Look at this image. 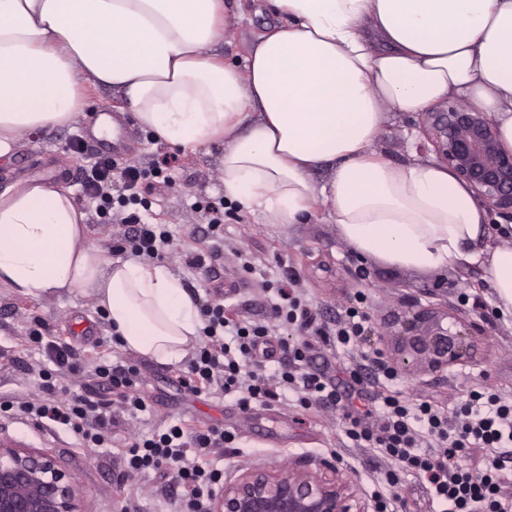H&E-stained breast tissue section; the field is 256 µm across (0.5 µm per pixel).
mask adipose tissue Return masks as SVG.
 Returning <instances> with one entry per match:
<instances>
[{"label": "adipose tissue", "instance_id": "1", "mask_svg": "<svg viewBox=\"0 0 512 512\" xmlns=\"http://www.w3.org/2000/svg\"><path fill=\"white\" fill-rule=\"evenodd\" d=\"M266 2L276 22L240 67L212 50L235 19L225 0H0V159L27 133L74 122L86 87L106 88L172 146H223L225 198L268 223L323 208L359 254L482 268L512 311V245L485 242L472 188L376 147L388 113L455 99L512 150V0ZM86 219L59 186L1 192L0 287L87 293L124 351L182 360L200 325L191 294L166 265L108 257Z\"/></svg>", "mask_w": 512, "mask_h": 512}]
</instances>
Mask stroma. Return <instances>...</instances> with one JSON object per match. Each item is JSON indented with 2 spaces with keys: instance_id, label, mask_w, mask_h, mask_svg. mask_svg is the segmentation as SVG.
Wrapping results in <instances>:
<instances>
[{
  "instance_id": "35a3bbf8",
  "label": "stroma",
  "mask_w": 512,
  "mask_h": 512,
  "mask_svg": "<svg viewBox=\"0 0 512 512\" xmlns=\"http://www.w3.org/2000/svg\"><path fill=\"white\" fill-rule=\"evenodd\" d=\"M231 8L240 18L214 50L226 62L240 66L248 45L270 26L271 18L257 13L256 0H233ZM100 112L120 114L121 102L109 90L89 89L84 94L83 114L76 121L24 137L10 159L0 160V191L25 178L38 179L44 169L61 174L82 169L87 160L71 151L70 145L84 129L93 127ZM419 121V115L412 113L388 114L377 142L387 159L403 161L416 148ZM128 124L122 163L145 172L136 201H127L123 180L117 174L112 177V206L106 210L87 199L80 181L66 184L74 202L87 214L90 239L104 252H111L120 238L122 218L133 212L145 222L166 225L173 244L164 262L191 294L207 289L218 292L224 305L241 319L271 324L272 352L263 360L270 372L284 366L286 347L304 340L303 335H287L273 325L270 305L275 290L269 281L281 267L295 269L313 313L324 321L342 313L355 294H363L362 308L370 321L363 342L347 348L318 343L313 349L314 364L348 392L339 405L310 409L302 408L292 391L273 404L254 402L246 409L234 395H198L180 382L186 361L160 363L116 349L109 323L90 296L78 291L21 296L1 287L0 397L40 395L27 367L40 360L41 354L28 344L27 336L31 330L42 329L68 344L82 364L104 356L114 364L136 365L140 380L134 391L146 396L151 406L120 421L116 428L119 437L135 441L181 419L200 425L220 423L233 437L228 447L213 456L225 476L258 463L275 468L288 461L325 459L351 474L368 496L391 462L377 449L355 447L344 434L347 414L376 411L381 406L376 383L351 386L350 371L368 363L380 349L379 334L393 314L417 300L448 306L480 323L476 357L442 375L396 374L390 390L407 402L429 401L447 412L466 400L470 391L483 386L512 399V314L497 309L494 293L477 267L461 270L451 264L414 269L359 256L340 237L332 219L320 211L302 224L267 223L260 212L244 211L225 199L218 171L221 147L186 152L158 141L136 119H129ZM155 160L167 163L163 178L147 173ZM217 204L224 207V253L213 261L210 273H190L184 253L193 242L203 241L207 210ZM245 256L251 258L253 269L243 267ZM0 431L54 456L70 470L82 488L87 512H120L112 498L113 482L120 471L119 449L78 448L71 434L40 429L18 417L0 418ZM126 490L133 512H175L155 473L129 478Z\"/></svg>"
}]
</instances>
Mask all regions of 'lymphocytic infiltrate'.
<instances>
[{
  "instance_id": "obj_1",
  "label": "lymphocytic infiltrate",
  "mask_w": 512,
  "mask_h": 512,
  "mask_svg": "<svg viewBox=\"0 0 512 512\" xmlns=\"http://www.w3.org/2000/svg\"><path fill=\"white\" fill-rule=\"evenodd\" d=\"M127 227L122 243L113 248L116 255L144 261L163 258L170 241L168 231L134 213L128 216ZM275 285L278 301L273 311L281 329L307 333V342L291 349L288 365L267 373L255 354L267 340L268 327L240 321L223 304L203 300L200 314L204 327L183 377L195 394L236 393L246 408L254 401H277L283 390L296 389L304 407L338 404L335 387L308 365L309 339L320 337L329 346L349 344L364 336L366 313L351 306L334 320L319 321L299 293L296 275L279 271ZM228 334L233 343L225 342ZM30 341L46 358L45 364L31 369L42 394L23 402L0 397L1 418L21 415L42 425L56 424L71 432L79 447L109 448L117 442L114 425L118 418L147 409L148 399L131 392L135 368L104 361L91 370L96 388L87 387L59 400V381L75 367L72 353L55 337L40 332L31 335ZM381 402L378 417L371 421L359 415L350 417L345 429L354 445L379 449L394 464L384 475L382 489L374 493L375 512H389L405 472L424 479L433 497L447 502L448 512H512V499L502 494L500 486L504 463L489 455L492 449L512 446V400L475 390L448 416L430 403L409 404L392 394L382 395ZM230 440L222 426L198 427L182 420L151 437L127 443L121 457L122 475L113 484V497L121 512H131L125 504L124 475L151 470L173 479L178 512H210L223 472L208 459ZM466 454L479 455V465L460 464V457Z\"/></svg>"
}]
</instances>
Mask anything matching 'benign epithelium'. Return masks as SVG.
Wrapping results in <instances>:
<instances>
[{
    "instance_id": "7a95c632",
    "label": "benign epithelium",
    "mask_w": 512,
    "mask_h": 512,
    "mask_svg": "<svg viewBox=\"0 0 512 512\" xmlns=\"http://www.w3.org/2000/svg\"><path fill=\"white\" fill-rule=\"evenodd\" d=\"M420 133L436 157L467 182L494 212L512 218V151L502 147L485 113L463 105L424 112ZM472 320L446 308L410 303L382 341L394 372L438 374L473 358ZM360 487L328 461L257 464L224 482L213 512H366ZM0 512H87L72 475L35 448L0 445Z\"/></svg>"
}]
</instances>
